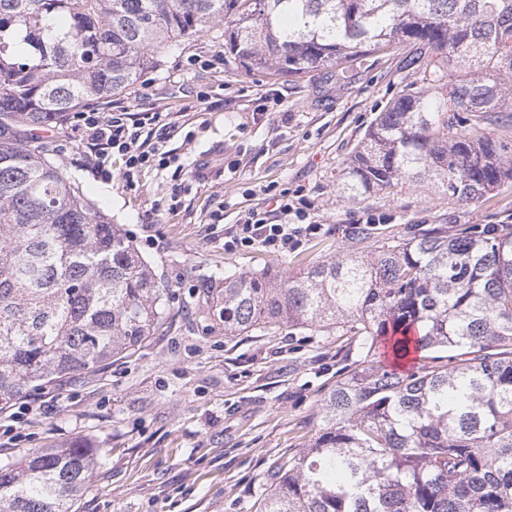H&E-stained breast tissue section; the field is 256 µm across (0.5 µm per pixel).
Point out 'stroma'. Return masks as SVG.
<instances>
[{
    "instance_id": "35a3bbf8",
    "label": "stroma",
    "mask_w": 512,
    "mask_h": 512,
    "mask_svg": "<svg viewBox=\"0 0 512 512\" xmlns=\"http://www.w3.org/2000/svg\"><path fill=\"white\" fill-rule=\"evenodd\" d=\"M395 45L356 60L347 81L323 70L298 76L245 71L224 54V25L179 39L113 109L167 113L178 126L166 169H141L124 187L125 158L109 177L88 169V150L66 125L35 130L83 197L132 238L168 288L163 327L134 355L32 393L0 412V459L36 448L100 449L77 512H260L279 463L306 448L318 408L347 356L350 337L281 326L224 332V279L299 274L350 249L354 225L377 216L373 237L412 224H512V180L463 204L432 182L350 200L337 190L366 129L402 92L427 88ZM223 57L219 69L191 59ZM207 104H200V94ZM303 188L322 233L282 255L228 249V228ZM221 221H213L214 211Z\"/></svg>"
}]
</instances>
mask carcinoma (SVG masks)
<instances>
[{
    "label": "carcinoma",
    "mask_w": 512,
    "mask_h": 512,
    "mask_svg": "<svg viewBox=\"0 0 512 512\" xmlns=\"http://www.w3.org/2000/svg\"><path fill=\"white\" fill-rule=\"evenodd\" d=\"M225 25L248 71L298 76L399 42L430 89L393 100L339 175L351 200L428 179L463 203L512 180V0H0V409L163 325L167 288L118 225L15 127L119 95L175 39ZM298 275L224 279V332H341L357 359L322 399L311 446L279 466L262 512H512V224H413ZM419 354L411 373L382 365ZM98 454L0 461V512H75Z\"/></svg>",
    "instance_id": "cac0c4a2"
}]
</instances>
